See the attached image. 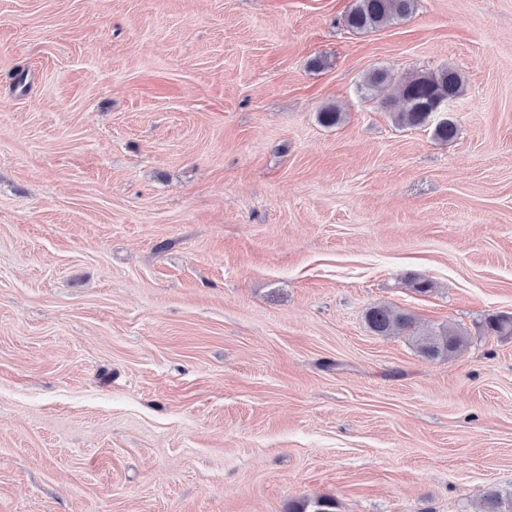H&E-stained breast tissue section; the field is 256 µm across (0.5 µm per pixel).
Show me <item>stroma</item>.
I'll use <instances>...</instances> for the list:
<instances>
[{"label":"stroma","mask_w":512,"mask_h":512,"mask_svg":"<svg viewBox=\"0 0 512 512\" xmlns=\"http://www.w3.org/2000/svg\"><path fill=\"white\" fill-rule=\"evenodd\" d=\"M352 4L0 0V512L512 493V0ZM444 67L421 126L361 88ZM415 0H355L344 18L346 26L355 31H370L407 17ZM366 321L369 328L381 336H388L407 329L412 324L409 316L386 306L370 308L366 314ZM415 342L418 350L427 357L451 358L466 346L467 336L456 327L439 325L420 333Z\"/></svg>","instance_id":"obj_1"}]
</instances>
